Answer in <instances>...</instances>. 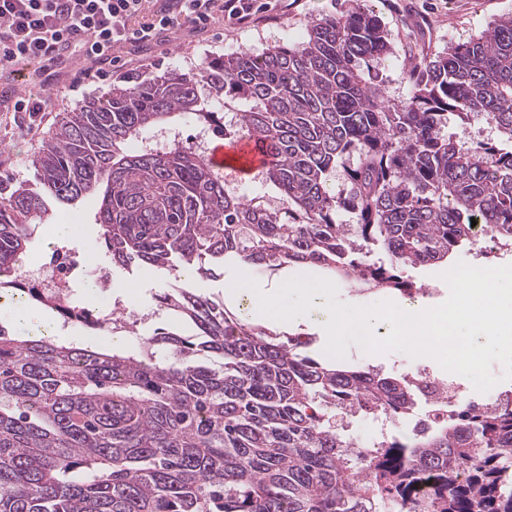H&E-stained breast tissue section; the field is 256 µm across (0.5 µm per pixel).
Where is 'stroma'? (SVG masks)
<instances>
[{
  "instance_id": "1",
  "label": "stroma",
  "mask_w": 512,
  "mask_h": 512,
  "mask_svg": "<svg viewBox=\"0 0 512 512\" xmlns=\"http://www.w3.org/2000/svg\"><path fill=\"white\" fill-rule=\"evenodd\" d=\"M354 7L376 15L385 25L392 52L371 62L388 98L406 97L411 90L410 72L414 64L444 51L448 44L464 42L485 30L499 17L512 13V0H277L276 10L254 15L245 25L224 24L182 37L172 45L169 35L143 46H126L122 66L106 79L69 90L59 84L54 103L38 129L17 126L14 115L0 112V181L11 187L36 184L32 159L42 147L64 113L85 100L102 97L113 83L128 76L155 77L177 69L195 72L201 63L243 49L261 51L285 42H300L313 21ZM98 264L112 276V292L105 295L107 306H123L142 311L144 318L134 336H124L120 348L138 349L141 340L163 328L188 336L192 328L163 310H154L152 298L174 283L172 271L132 268L116 271L106 254Z\"/></svg>"
}]
</instances>
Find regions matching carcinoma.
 Listing matches in <instances>:
<instances>
[{
    "instance_id": "cac0c4a2",
    "label": "carcinoma",
    "mask_w": 512,
    "mask_h": 512,
    "mask_svg": "<svg viewBox=\"0 0 512 512\" xmlns=\"http://www.w3.org/2000/svg\"><path fill=\"white\" fill-rule=\"evenodd\" d=\"M389 53L380 20L352 9L301 42L129 77L64 113L32 160L39 187L0 188V292L18 286L50 200L76 215L95 203L112 265L207 279L234 257L252 273L312 264L406 293L396 271L448 261L474 243L473 220L511 244L512 150L443 128L481 116L512 144V14L418 64L404 100L362 68ZM229 100L249 108L226 124ZM189 118L264 147L261 176L287 206L225 189L208 154L138 145ZM342 210L355 223H336ZM375 248L386 260L367 259ZM154 302L196 335L121 353L0 327V512H512L511 399L469 402L363 464L337 416L410 414L419 391L405 378L314 359L312 338L192 288Z\"/></svg>"
}]
</instances>
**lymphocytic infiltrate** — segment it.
<instances>
[{
    "label": "lymphocytic infiltrate",
    "mask_w": 512,
    "mask_h": 512,
    "mask_svg": "<svg viewBox=\"0 0 512 512\" xmlns=\"http://www.w3.org/2000/svg\"><path fill=\"white\" fill-rule=\"evenodd\" d=\"M257 10V0H0V69L43 90L17 96L12 109L31 120L49 111L46 93L58 85L68 54L84 61L70 73L76 89L118 64V49L129 43L195 33L226 19L245 23Z\"/></svg>",
    "instance_id": "lymphocytic-infiltrate-1"
}]
</instances>
